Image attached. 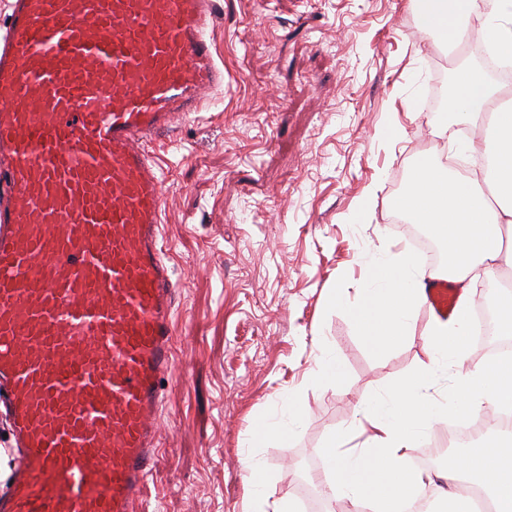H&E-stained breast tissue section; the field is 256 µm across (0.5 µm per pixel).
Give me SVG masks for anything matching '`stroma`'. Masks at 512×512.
I'll return each mask as SVG.
<instances>
[{"label":"stroma","mask_w":512,"mask_h":512,"mask_svg":"<svg viewBox=\"0 0 512 512\" xmlns=\"http://www.w3.org/2000/svg\"><path fill=\"white\" fill-rule=\"evenodd\" d=\"M212 51L224 82L150 144L163 167L162 236L176 269L174 367L155 470L135 512H247L255 455L266 494L322 474L321 450L357 406L430 363L433 314L378 351L350 313L388 252L416 254L394 198L415 166L452 149L427 103L454 50L416 37L411 0H218ZM394 122L405 135H378ZM371 211L354 220L365 188ZM335 356L340 375L323 372ZM308 406L284 441L248 446L256 420Z\"/></svg>","instance_id":"35a3bbf8"}]
</instances>
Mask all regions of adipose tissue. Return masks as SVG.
<instances>
[{
	"label": "adipose tissue",
	"mask_w": 512,
	"mask_h": 512,
	"mask_svg": "<svg viewBox=\"0 0 512 512\" xmlns=\"http://www.w3.org/2000/svg\"><path fill=\"white\" fill-rule=\"evenodd\" d=\"M479 12L485 16L486 42L511 57L512 0H437L423 19L436 40L447 44L461 38V19ZM498 95L483 68L460 69L448 95L447 113L434 122L441 136L447 135L450 123L472 125L467 148L491 157L493 168L464 175L440 162L416 166L408 188L394 203L411 223L429 225L446 242L453 258L445 270L460 284L462 294L451 318L432 321L425 340L431 368L400 380L383 397L366 400L346 432L334 436L323 450L325 494L348 501L357 512H404L407 500L431 489L454 501V512H469L468 499L454 490L460 471L445 469L432 477L410 471L408 451L435 424L447 420L449 412L512 409V363L484 361L466 367L461 342L471 332L475 278L494 275L499 262L512 264V105L498 104ZM424 275L406 253L372 267L371 286L352 314L360 335L373 348L385 350L408 335L414 312L426 301L420 286ZM449 371L455 374V387L435 396L434 377ZM371 461L383 477L376 491L363 477Z\"/></svg>",
	"instance_id": "1"
}]
</instances>
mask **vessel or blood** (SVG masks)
Listing matches in <instances>:
<instances>
[{
	"label": "vessel or blood",
	"instance_id": "1",
	"mask_svg": "<svg viewBox=\"0 0 512 512\" xmlns=\"http://www.w3.org/2000/svg\"><path fill=\"white\" fill-rule=\"evenodd\" d=\"M215 0H10L0 37V512H134L174 363L149 144L221 81ZM426 306L451 316L447 275ZM7 433V438H3V434ZM13 439L10 435L9 425L5 419H2L0 416V448H3L4 452L8 456V467H9V475L4 482H0V497H6L10 491L9 477L12 475V459L14 455V449L12 447ZM7 467V459L5 457L0 456V479L6 478L8 474ZM1 485H3L1 487Z\"/></svg>",
	"mask_w": 512,
	"mask_h": 512
}]
</instances>
